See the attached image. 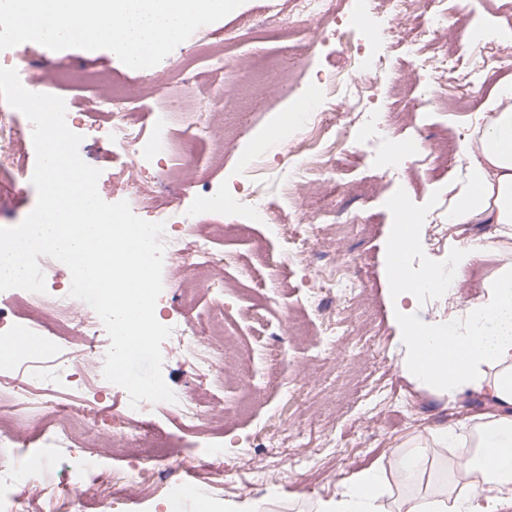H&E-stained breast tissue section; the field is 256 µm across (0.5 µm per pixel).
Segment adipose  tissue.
Instances as JSON below:
<instances>
[{
    "label": "adipose tissue",
    "instance_id": "adipose-tissue-1",
    "mask_svg": "<svg viewBox=\"0 0 512 512\" xmlns=\"http://www.w3.org/2000/svg\"><path fill=\"white\" fill-rule=\"evenodd\" d=\"M492 113L476 123L461 152L469 182L448 222L487 224L480 238L459 234L448 265L429 280L418 277L405 255L390 290L403 353L398 371L450 401L476 395L485 412L460 427L429 430L432 446L448 451V480L439 490L410 492L424 469L420 452L400 457L394 478L379 467L358 470L336 495L318 500L316 512H388L389 485L404 487L397 512H512V86L499 88ZM495 256L494 279L465 297L468 271ZM438 302L433 318L418 321L411 301Z\"/></svg>",
    "mask_w": 512,
    "mask_h": 512
}]
</instances>
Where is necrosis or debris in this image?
<instances>
[{
	"mask_svg": "<svg viewBox=\"0 0 512 512\" xmlns=\"http://www.w3.org/2000/svg\"><path fill=\"white\" fill-rule=\"evenodd\" d=\"M389 5L392 26L385 41L390 46L402 44L407 39L416 44L446 39L447 32L442 21L448 16L447 0H389ZM421 66L434 77L431 104L445 111L457 108L465 91L459 78V59L440 53L423 58ZM320 100V106L312 113L321 134L315 146L305 148L297 140L288 144L289 154L300 160L294 180L281 188L282 195L289 199L294 198L303 187L335 173L339 166V147L352 141L353 105L334 103L328 91L322 93ZM97 104L108 108L112 115L111 124L101 131L103 138L108 143L120 144L134 158L133 163L122 172L118 189L140 182L142 169L136 161L137 156L145 153L160 156L157 178L165 183L169 180L172 164L192 153L191 139L176 140L163 131L151 140H143L139 122L134 117L132 101L124 92H113L111 96L98 99ZM32 130L31 122L20 120L17 112L0 108L1 173L19 168L22 146L31 141ZM154 219L179 224L184 229L182 237L174 239L167 234L162 237L173 263L185 268H198L203 260L210 258L213 238L209 233L197 231L194 214L158 213ZM21 307L26 309L29 317L28 330L51 326L57 334L69 338L75 349L65 359L57 361L51 373L32 372L35 393L0 388V512H28L27 501L18 488L29 478L21 461L30 445L40 442L57 448L69 447L77 440L86 418L85 403L62 405L41 397V390L56 385L60 377L71 371L98 375L99 389L104 390L109 386L102 373L110 339L89 305L70 296L11 290L8 294H0L1 336L16 335L12 320ZM169 343L172 349L192 358L199 367L209 371L214 379L223 380L226 353L207 337L199 335L196 326H173ZM34 420L39 421L40 427L33 433L29 426ZM77 478L79 488L93 491L100 498L110 501L114 512H138V499L131 497L120 502L112 499L113 484L128 482L127 471L103 473L95 462L90 461L81 464Z\"/></svg>",
	"mask_w": 512,
	"mask_h": 512,
	"instance_id": "4bbe7bcc",
	"label": "necrosis or debris"
}]
</instances>
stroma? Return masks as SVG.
<instances>
[{
  "instance_id": "stroma-1",
  "label": "stroma",
  "mask_w": 512,
  "mask_h": 512,
  "mask_svg": "<svg viewBox=\"0 0 512 512\" xmlns=\"http://www.w3.org/2000/svg\"><path fill=\"white\" fill-rule=\"evenodd\" d=\"M499 0H448L452 19L468 18L492 37L512 34L499 10ZM274 15L282 25L268 36L235 41L224 54L223 70L206 61L193 73L189 88L196 108L170 116V134L196 136L197 146L185 168L177 171L168 189H161L154 177L155 163H141L139 185L124 195L112 190V178L129 157L124 148L111 145L99 136L107 112L81 113L74 131L82 135V159L101 169L98 191L109 203L128 201L132 212L149 219L154 211H189L201 226H220L215 241L216 257L225 250H237L239 263L224 269V285L210 287L206 277L163 264V291L157 301V319L169 326L189 320L210 325L222 315L238 355L215 383L190 361L162 345L163 378L170 389L197 392L213 415L192 431H184L176 415L156 407L136 425L151 447L164 448L166 458L149 461L117 451L112 446L113 428L126 425L127 391L118 385L99 392L92 385L55 387V400L72 403L81 399L94 402L96 409L90 427L75 448H34L29 460L32 479L22 489L30 502L29 512H49L41 492L40 475L44 464H51L56 481L73 486L77 468L88 456H95L102 468L127 470L131 480L112 488L113 499L136 495L144 499L148 512H165L166 492L157 491V468L167 470L170 479L183 475L186 463L196 468L198 496L184 503L185 512H223L228 501L255 500L277 485L280 498L271 512H298L295 498L315 502L335 495L360 464L379 462L393 470L398 454L411 448L413 439L427 430L456 427L464 416L484 411L479 398L469 396L462 403L450 404L447 397L421 388L401 376L395 367L401 356L399 330L392 317L387 259L395 223L392 199H404L407 207L421 215L426 226L417 243L414 265L418 270L443 267L456 237L448 227V209L462 195L466 184V163L461 155L444 156L430 168L412 163L396 167L399 174L383 183L382 174L393 168L388 152H371L351 143L342 155L344 169L334 184L315 186L297 201H287L278 188L294 173L293 164L280 149L265 147L264 141L285 111L300 98L323 88L336 69L341 50L338 33L352 29V62L363 67L380 52L378 41L370 39L368 28L386 26L385 8L366 9L363 0H349L331 22H313L311 35L316 45L313 54L298 57L290 47L298 34L290 24L292 15L287 0H244L243 4L220 21L200 28L158 65L149 70L131 69L108 50L65 49L52 51L29 42L25 48L31 60L21 74V82L36 93H52L58 72L73 68L94 71L98 80L93 93L111 95L116 84L139 87L135 106L142 113V133L157 132V116L167 106L156 90L158 75L193 52L199 45L221 43L238 29L240 17ZM363 15L365 24L353 25L354 15ZM468 32L458 33L454 41L426 46L403 45L392 54V70L380 74L374 94L362 104L371 113V122L385 125L391 106L407 108L402 127L393 129L391 139L405 142L427 138L441 145L446 138L462 141L474 132L477 117L486 112L499 87L512 85V66L485 73L470 82L467 89L474 108L447 112L435 108L417 109L413 103L422 92L418 81L399 82L395 73L414 71L420 57L442 52L465 55ZM210 128V136L200 128ZM231 139L223 155L213 151L216 138ZM259 155L266 161L264 179L266 202L279 212L297 210L289 233L311 234V228L347 217H355L350 236L321 238L312 236L313 247L305 261L288 264L287 236L274 233L256 223L246 198L252 187L247 177L248 159ZM35 156H28L24 171L0 177V227L18 225L35 207L37 191L31 183ZM214 197L231 198L232 204L214 209ZM353 260L352 274L361 289L363 316L349 322L345 300L339 294L320 290L318 268ZM194 289L189 306L177 305L178 289ZM299 321L304 333L290 335L284 314ZM65 341L38 339L27 348L24 363L0 369V375L24 385L27 364L49 365L68 353ZM370 386L371 399L356 410L348 403L361 386Z\"/></svg>"
}]
</instances>
